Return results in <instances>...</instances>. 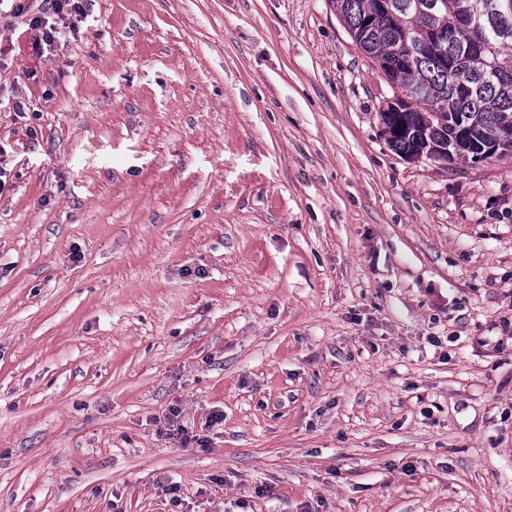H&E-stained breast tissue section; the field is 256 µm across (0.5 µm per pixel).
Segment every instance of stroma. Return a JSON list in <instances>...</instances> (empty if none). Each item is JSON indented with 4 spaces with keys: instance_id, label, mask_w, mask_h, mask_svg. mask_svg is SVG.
<instances>
[{
    "instance_id": "1",
    "label": "stroma",
    "mask_w": 512,
    "mask_h": 512,
    "mask_svg": "<svg viewBox=\"0 0 512 512\" xmlns=\"http://www.w3.org/2000/svg\"><path fill=\"white\" fill-rule=\"evenodd\" d=\"M86 12L0 21V512H512V158L330 0ZM37 2H40L37 5ZM84 0H1L0 19L21 20L36 32L34 52L43 56L68 42L84 15Z\"/></svg>"
}]
</instances>
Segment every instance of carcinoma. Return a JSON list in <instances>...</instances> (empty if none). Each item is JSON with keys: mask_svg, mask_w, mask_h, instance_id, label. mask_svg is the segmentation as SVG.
Instances as JSON below:
<instances>
[{"mask_svg": "<svg viewBox=\"0 0 512 512\" xmlns=\"http://www.w3.org/2000/svg\"><path fill=\"white\" fill-rule=\"evenodd\" d=\"M331 0L353 42L375 63L384 81L410 93L412 110L380 109L388 142L409 157L430 140L448 147L452 161L478 162L480 147L497 144L512 156V8L494 12V0ZM470 19L461 32L459 16ZM448 28L444 50L398 52V42L427 28Z\"/></svg>", "mask_w": 512, "mask_h": 512, "instance_id": "carcinoma-1", "label": "carcinoma"}]
</instances>
